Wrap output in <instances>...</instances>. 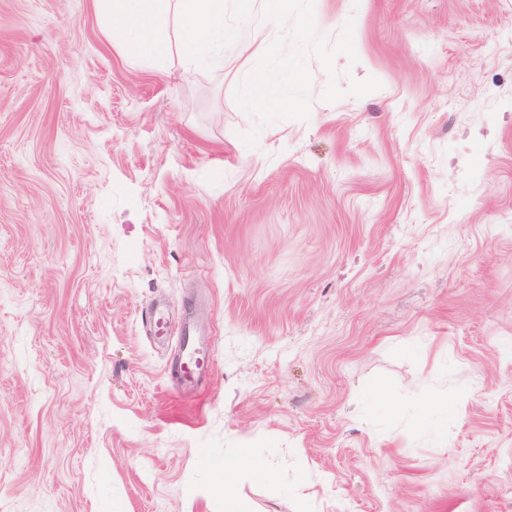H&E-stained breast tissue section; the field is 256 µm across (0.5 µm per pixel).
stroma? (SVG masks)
Returning a JSON list of instances; mask_svg holds the SVG:
<instances>
[{
    "instance_id": "stroma-1",
    "label": "stroma",
    "mask_w": 512,
    "mask_h": 512,
    "mask_svg": "<svg viewBox=\"0 0 512 512\" xmlns=\"http://www.w3.org/2000/svg\"><path fill=\"white\" fill-rule=\"evenodd\" d=\"M308 120L0 0V512H512V0H314ZM256 132L248 147L242 136ZM191 312L183 392L148 316ZM180 334V369L187 381L209 373L212 367L211 341L207 337L201 338L190 324L179 328ZM243 466H256V463L254 461L236 459L224 465V475H221L217 480L219 485L224 486V510L226 512H241L238 510L236 501L231 495V488L240 468Z\"/></svg>"
}]
</instances>
